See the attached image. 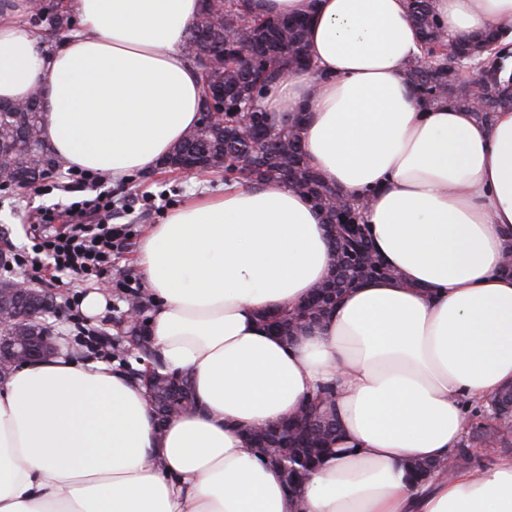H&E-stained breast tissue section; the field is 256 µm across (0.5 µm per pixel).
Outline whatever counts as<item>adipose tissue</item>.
Wrapping results in <instances>:
<instances>
[{"instance_id": "adipose-tissue-1", "label": "adipose tissue", "mask_w": 512, "mask_h": 512, "mask_svg": "<svg viewBox=\"0 0 512 512\" xmlns=\"http://www.w3.org/2000/svg\"><path fill=\"white\" fill-rule=\"evenodd\" d=\"M81 29L49 44L30 0H0V99L45 98L64 167L123 179L159 169L197 125L202 85L183 45L202 0H70ZM309 17L314 68L279 78L261 111L296 126L309 166L365 201L392 270L343 294L293 344L264 330L333 261L311 202L287 187L192 194L145 228L136 266L162 362L195 404L157 431L147 393L68 352L0 380V512H292L241 431L336 387L340 450L303 486L304 512H512V456L413 483L414 459L456 453L467 411L512 382V110L491 121L427 106L407 0H252ZM448 34L512 36V0H435Z\"/></svg>"}]
</instances>
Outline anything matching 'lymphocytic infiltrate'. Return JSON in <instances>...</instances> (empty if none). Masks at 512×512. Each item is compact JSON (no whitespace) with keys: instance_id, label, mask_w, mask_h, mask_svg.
I'll list each match as a JSON object with an SVG mask.
<instances>
[{"instance_id":"lymphocytic-infiltrate-1","label":"lymphocytic infiltrate","mask_w":512,"mask_h":512,"mask_svg":"<svg viewBox=\"0 0 512 512\" xmlns=\"http://www.w3.org/2000/svg\"><path fill=\"white\" fill-rule=\"evenodd\" d=\"M112 210L109 193H99L96 203L58 204L41 211L40 223L30 225V250L14 255L0 268V277L13 272L32 278L50 277L100 280L112 270V254L127 236L122 224L104 223Z\"/></svg>"}]
</instances>
